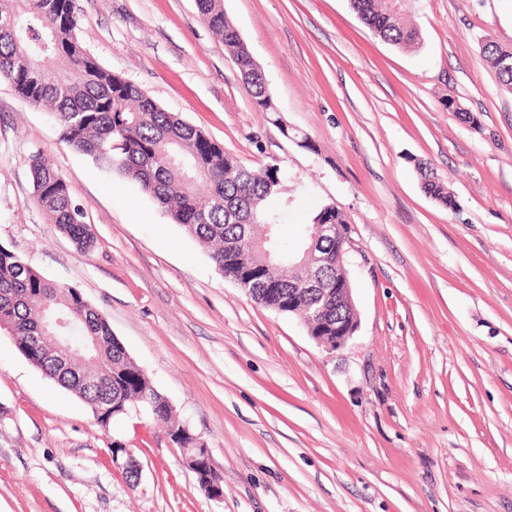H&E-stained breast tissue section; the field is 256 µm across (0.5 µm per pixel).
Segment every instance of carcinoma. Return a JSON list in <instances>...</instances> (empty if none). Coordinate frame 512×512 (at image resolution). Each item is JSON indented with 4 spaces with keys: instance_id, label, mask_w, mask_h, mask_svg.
<instances>
[{
    "instance_id": "cac0c4a2",
    "label": "carcinoma",
    "mask_w": 512,
    "mask_h": 512,
    "mask_svg": "<svg viewBox=\"0 0 512 512\" xmlns=\"http://www.w3.org/2000/svg\"><path fill=\"white\" fill-rule=\"evenodd\" d=\"M198 13L224 42L242 72L255 104L275 108L265 76L239 33L224 15L223 0H196ZM369 29L400 48H415L420 32L403 19L404 0H351ZM75 0H0V80L55 119L62 141L97 165L139 185L174 224L212 249L217 272L251 298L284 315L304 310L311 300L294 291L306 276L301 260L310 239L289 248L281 236L283 193L280 168L254 170L178 115L162 109L136 84L104 68L76 38ZM483 54L500 86L512 92V46L488 38ZM28 166L33 197L59 230L83 252L96 240L69 195L65 179L42 152ZM426 194L448 208L456 205L445 182L424 175ZM347 224L343 213L323 206L316 224ZM0 320L13 326L20 353L60 387L91 407L101 394L115 405L99 418L106 426L137 406L145 407L178 445L195 453L196 435L183 431L171 402L157 393L145 373L112 333L105 316L75 287L60 286L22 257L0 246ZM310 336L336 335V317L306 324ZM31 336L47 337L31 355ZM71 344L72 369L64 371L49 353L56 342ZM98 382L85 386L83 379Z\"/></svg>"
}]
</instances>
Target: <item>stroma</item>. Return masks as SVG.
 Segmentation results:
<instances>
[{"label": "stroma", "instance_id": "1", "mask_svg": "<svg viewBox=\"0 0 512 512\" xmlns=\"http://www.w3.org/2000/svg\"><path fill=\"white\" fill-rule=\"evenodd\" d=\"M223 4L274 111L255 105L195 0H76L77 37L244 165H278L288 244L317 207L345 214L359 327L331 352L255 303L0 82V245L105 315L224 488L209 496L146 410L98 423L1 330L0 512H512V93L481 52L512 43V0H408L421 33L409 51L350 0ZM36 151L93 251L34 203ZM423 167L455 208L425 195Z\"/></svg>", "mask_w": 512, "mask_h": 512}]
</instances>
